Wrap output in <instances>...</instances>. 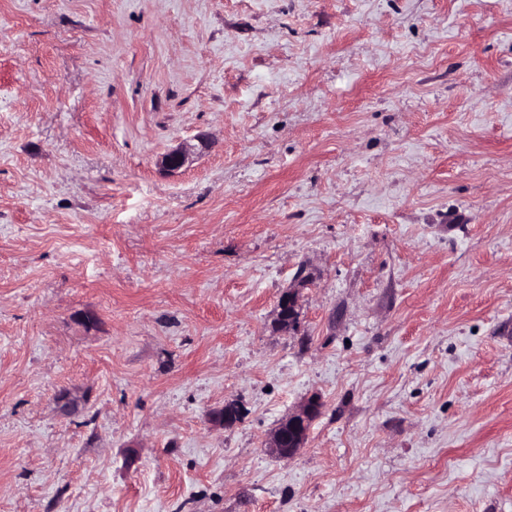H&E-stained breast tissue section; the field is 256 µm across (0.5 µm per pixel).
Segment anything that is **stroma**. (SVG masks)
I'll return each instance as SVG.
<instances>
[{"mask_svg": "<svg viewBox=\"0 0 512 512\" xmlns=\"http://www.w3.org/2000/svg\"><path fill=\"white\" fill-rule=\"evenodd\" d=\"M0 512H512V0H0ZM197 144L181 143L161 154L156 165L158 169L164 173L172 174L186 167L194 155L203 149H208L211 144V138L206 133H200L195 137ZM322 403L309 398L286 417L272 434L269 448L282 459H293L307 439L313 421L321 414Z\"/></svg>", "mask_w": 512, "mask_h": 512, "instance_id": "stroma-1", "label": "stroma"}]
</instances>
